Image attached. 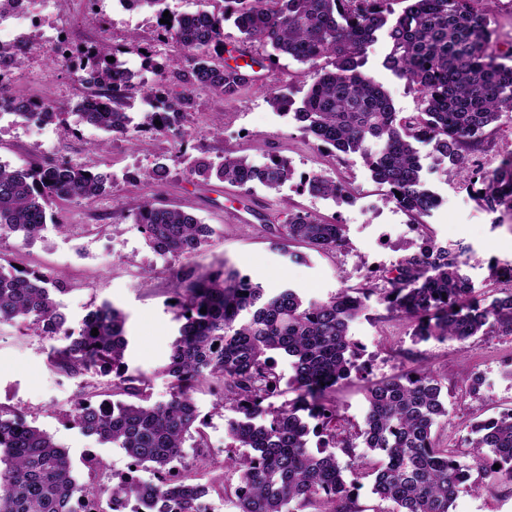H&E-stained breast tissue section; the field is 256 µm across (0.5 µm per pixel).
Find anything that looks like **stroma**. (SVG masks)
Wrapping results in <instances>:
<instances>
[{
	"label": "stroma",
	"mask_w": 512,
	"mask_h": 512,
	"mask_svg": "<svg viewBox=\"0 0 512 512\" xmlns=\"http://www.w3.org/2000/svg\"><path fill=\"white\" fill-rule=\"evenodd\" d=\"M33 32L30 53L5 83L12 96L41 98L60 116L51 122V134L45 137L14 115L0 114V161L24 168L34 162L68 160L95 166L114 180L103 196L54 204L57 222L70 225L69 233L50 229L31 243L19 235L8 237L0 240V256L45 272L64 285L57 300L72 330H79L83 317L102 303L122 310L128 338L124 361L129 374L142 378L150 402L168 401L172 393L171 379L162 367L177 328L172 305L177 282L171 276L177 261L169 255L158 256L147 245L139 225L117 217L118 211L134 210L149 198L213 227V235L196 258L199 268L224 262L263 287L289 285L311 301L369 280L385 287L392 270L425 237L441 245L459 242L466 246L470 258L466 272L476 295L490 299L506 287L498 271L503 261L512 260V220L492 223L491 213L476 199L477 184L450 163H437L431 145L418 147L422 178L426 188L445 196L443 207L414 221L401 215V227L385 231L381 228L384 214L395 205L387 187L374 180L361 156L313 149L299 123L279 116L265 88L258 85L245 88L230 103L217 94L197 92L195 109L182 125L192 130L187 138L181 137V127L161 134L134 130L121 136L104 134L87 124L74 125L71 110L92 92L80 79L84 48L108 52L138 37L143 46L157 52L169 78V91L183 90L178 72L186 61L173 59L170 47L161 42L152 12L130 19L118 12L116 0H47ZM50 34L61 36L67 57H50L45 45ZM387 52L386 37L378 36L366 50L364 72L382 84L398 115L419 112L418 92L383 67ZM211 117L219 118L222 134L209 133L206 121ZM101 139L106 142L103 150L91 151V143ZM273 150L288 159L296 174L295 180L275 190L258 185L248 191L216 180L194 181L187 175L190 162L199 157L215 160L230 152L257 163ZM508 154H512V117L505 116L486 128L479 160L491 169ZM159 163L168 166L169 178L158 189L142 175ZM312 174L341 182L354 194V201L337 203L300 189L298 177ZM299 211L343 225V247L333 253L304 252L296 245L275 249L260 226L261 219L277 222ZM299 252L305 254V262H293V254ZM412 331L411 322L391 313L378 296H371L349 330L362 348L358 368L329 398L341 424L351 432L363 422L366 388L371 382L426 366L439 375L448 392V418L437 430L438 439L467 452L472 421L512 408V376L504 366L512 358V335L477 336L463 350L448 341L414 343ZM59 345V340L27 333L20 323H0V405L49 433L64 447L72 466H79L91 449L106 469L127 470L130 460L123 450L99 443L66 417L80 392L94 393L100 401L111 399L113 373L66 375L51 363ZM474 373L484 378L478 398L468 393L467 379ZM193 399L200 416L208 420L205 433L215 461L205 469V479L219 488L227 482L220 464L228 443L229 415L215 410L210 384L201 385ZM453 510L512 512V488L491 485L475 491L462 487Z\"/></svg>",
	"instance_id": "obj_1"
}]
</instances>
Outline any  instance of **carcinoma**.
Segmentation results:
<instances>
[{
  "label": "carcinoma",
  "mask_w": 512,
  "mask_h": 512,
  "mask_svg": "<svg viewBox=\"0 0 512 512\" xmlns=\"http://www.w3.org/2000/svg\"><path fill=\"white\" fill-rule=\"evenodd\" d=\"M394 0H224L216 12L177 13L168 0H151L164 42L185 53L189 68L180 75L188 92H162L164 67L140 52L137 39L107 55L88 52L83 70L100 89L101 107L85 102L71 112L75 124L107 133L130 127L158 133L193 109V89L206 88L232 102L253 77L213 55L224 52V24L233 23L242 42L271 49L306 67L312 82L294 117L314 142L340 153L359 154L374 179L389 188L396 206L410 216L429 212L436 199L422 180L416 145L428 143L465 175L474 173L473 154L484 129L512 112L510 56L491 48L488 4L491 0H406L389 21ZM390 51L384 66L406 79L421 95V111L398 117L382 86L363 71L365 52L379 32ZM142 59L157 76L135 82L126 56ZM19 50L0 44V77L19 65ZM162 99L161 111L145 112L139 122L127 112L135 94ZM270 105L281 110L295 101L284 89H269ZM160 124H155V121ZM193 178L250 190L258 182L277 189L292 180L294 169L269 154L262 169L245 157L224 154L221 161L196 159ZM107 178L96 169L70 161L45 162L12 169L0 162V237L20 234L29 242L48 228L66 232L48 213L58 199L91 200L106 191ZM478 199L493 212L512 216V157L480 176ZM309 193L337 202L349 199L343 185L321 174L303 177ZM401 196H396V193ZM127 217L141 226L155 251L177 256L182 293L176 302L177 337L164 373L173 393L166 403L150 404L138 378L127 374L128 345L123 313L108 302L91 310L72 338L55 295L59 282L35 270L0 263V319L21 321L37 336L58 339L52 363L71 376L97 369L114 372L117 401L94 403L77 396L68 414L87 435L123 449L132 465L146 467L153 480L143 483L112 477V499L159 501L161 512H200L210 487L182 465L183 448L192 441L198 468L209 465V449L192 394L205 381L217 384L216 409L240 417L227 421L230 443L224 472L235 478L236 512H365L359 504L360 480L371 493L396 505V512H452L460 488L487 480L512 486V408L470 426L472 462L436 439L434 428L448 417L441 379L417 367L367 386V408L353 434H346L336 406L324 395L350 378L360 346L350 325L377 291L366 283L322 301H306L296 288L271 291L226 265L199 273L193 258L213 229L193 216L143 202ZM265 229L276 244L302 242L317 252L338 250L341 224L311 213H290ZM466 247L431 241L406 255L388 279L381 300L414 323L417 343L431 339L464 346L476 336L512 335V288L485 302L473 296L462 273ZM206 313H200L201 308ZM98 335H91L92 329ZM288 357L291 374L277 370L274 355ZM287 392L295 398L280 405ZM366 448L362 454L358 447ZM0 512H73L75 498L86 492L68 454L53 437L0 406ZM500 468H494V465Z\"/></svg>",
  "instance_id": "carcinoma-1"
}]
</instances>
